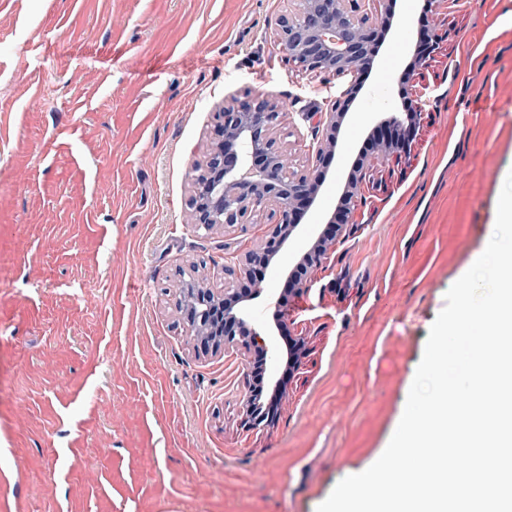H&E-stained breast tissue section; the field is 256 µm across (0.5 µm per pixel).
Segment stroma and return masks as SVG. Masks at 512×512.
<instances>
[{"label":"stroma","mask_w":512,"mask_h":512,"mask_svg":"<svg viewBox=\"0 0 512 512\" xmlns=\"http://www.w3.org/2000/svg\"><path fill=\"white\" fill-rule=\"evenodd\" d=\"M280 0H0V512H316L387 446L445 295L485 250L512 172V0H459L448 44L405 72L421 0L386 41L324 185L352 169L365 115L422 98L410 146L374 163L355 224L282 319L309 352L267 367L272 418L240 424L253 355L202 353L184 276L259 246L199 230L190 175L225 99L281 109L288 159L314 171L313 124L354 74L278 49ZM296 239L269 266L282 289Z\"/></svg>","instance_id":"35a3bbf8"}]
</instances>
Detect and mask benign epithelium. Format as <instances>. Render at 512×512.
Returning a JSON list of instances; mask_svg holds the SVG:
<instances>
[{"label":"benign epithelium","mask_w":512,"mask_h":512,"mask_svg":"<svg viewBox=\"0 0 512 512\" xmlns=\"http://www.w3.org/2000/svg\"><path fill=\"white\" fill-rule=\"evenodd\" d=\"M362 0H283L277 19L276 42L295 68L309 73L334 72L343 75L361 65L368 70L380 50L379 34L393 29L395 0H387L382 23L368 25L369 14L361 12ZM358 93L348 87L325 112L305 114V119L317 118V126L326 130L316 139V163L321 164L335 149L344 123L352 115V105ZM282 115L278 104L266 97L232 100L215 113V138L207 154L205 172L192 175L193 221L206 231L231 229L247 223L249 217L272 206L275 219L262 244L237 255L224 265L231 279L222 289L181 288L190 295L188 327L206 350L221 351L260 347L277 356L266 337L272 331L258 323L250 306L251 296L241 295V285L250 278L258 265L276 261L283 246L301 228L297 211L320 205L322 184L310 175L290 169L286 149L277 143L276 134ZM409 120L420 123L421 112H379L371 117L372 130L398 125ZM360 177L347 178L342 194L344 210L339 232L330 239L318 234L304 257L322 264L336 240L355 223V215L366 199L359 193V182L366 178L369 164L363 165Z\"/></svg>","instance_id":"1"}]
</instances>
